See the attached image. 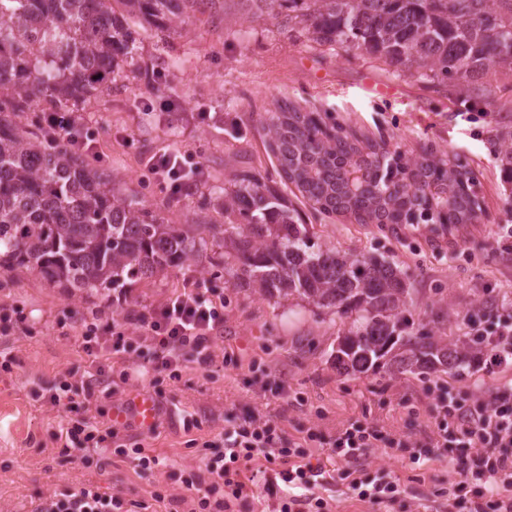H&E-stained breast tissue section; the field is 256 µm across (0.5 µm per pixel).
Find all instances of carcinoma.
Returning a JSON list of instances; mask_svg holds the SVG:
<instances>
[{"label":"carcinoma","instance_id":"obj_1","mask_svg":"<svg viewBox=\"0 0 512 512\" xmlns=\"http://www.w3.org/2000/svg\"><path fill=\"white\" fill-rule=\"evenodd\" d=\"M237 24L272 18L302 27L320 45L364 50L421 76L470 82L490 69L512 71V0H0V266L38 270L66 288L112 291L125 280L178 268L208 242L160 221L83 155L30 137L11 110L49 103L64 112L98 91L99 80L136 66V18L164 37L187 21ZM282 176L328 214L360 224H465L472 200L467 166L427 152L403 162L361 146L290 106L267 124ZM512 177V133L498 136ZM221 209L240 223L219 229L224 272L278 303L306 299L341 315L356 348L339 364L353 373L389 365L405 371L460 369L481 352L472 336L405 335L399 317L409 295L392 262L311 250L299 212L272 187L244 175L229 181ZM412 356L385 348L393 333Z\"/></svg>","mask_w":512,"mask_h":512}]
</instances>
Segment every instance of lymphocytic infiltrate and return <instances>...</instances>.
<instances>
[{"instance_id": "lymphocytic-infiltrate-1", "label": "lymphocytic infiltrate", "mask_w": 512, "mask_h": 512, "mask_svg": "<svg viewBox=\"0 0 512 512\" xmlns=\"http://www.w3.org/2000/svg\"><path fill=\"white\" fill-rule=\"evenodd\" d=\"M81 118L72 112H47L43 129L49 139L67 148L92 152V137L76 136ZM147 173L168 197L180 196L190 185L198 165L188 164L186 156L174 151L159 152L144 163ZM224 326V304L205 298L201 283L188 284L182 291L167 296L156 306L129 311L114 318L110 307L93 312L81 324L80 346L87 356L101 352L132 355L127 341L129 330L143 332L153 353L147 363L138 364L140 377L167 374L178 378L184 362L193 360L208 366L214 363L216 333ZM472 335L482 337V365L487 372L512 366V322H499L495 328L475 326ZM128 371L119 376L96 370L81 384L63 382L48 397L70 418L55 439L62 448L76 446L100 448L114 445L120 457L137 460L141 471L158 465V457L141 448L118 445L117 425L93 421L88 415L96 393L112 395L119 383L127 382ZM434 431L421 440L396 437L382 431L373 421L351 422L338 431L332 453L344 463L342 474L357 500L371 503L392 501L400 494L396 481L379 477L370 481L360 476L362 456L372 448H408L413 460L432 455L447 458L455 479L448 488L447 512H512V384L480 391L464 398L445 390L437 395L431 409ZM204 466L209 481L193 475L185 479L190 497H173V504L189 505V512H237L248 498L243 472L256 456H263L267 475L265 491L283 496L281 512H331L330 503L320 489L335 480L333 471L307 460L299 443H285L279 426L269 418L251 417L248 424L225 428L224 447L214 450L203 442ZM146 503L127 501L100 492L92 485L40 499L33 512H146Z\"/></svg>"}]
</instances>
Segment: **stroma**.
Returning <instances> with one entry per match:
<instances>
[{
  "label": "stroma",
  "instance_id": "35a3bbf8",
  "mask_svg": "<svg viewBox=\"0 0 512 512\" xmlns=\"http://www.w3.org/2000/svg\"><path fill=\"white\" fill-rule=\"evenodd\" d=\"M138 64L154 78L130 73L79 106L94 137L93 159L124 194L143 200L164 223L188 226L223 223L213 206L225 181L236 173L272 179L299 211L315 248L374 255L393 262L409 277L403 309L414 332L455 338L471 324L512 320V250L497 243L502 225H512V185L501 177L492 140L512 131V75L489 73L483 94L454 80L429 81L415 68L396 67L360 50L320 46L302 29L274 21L214 28L190 19L182 36L166 42L144 38ZM181 107L160 111L162 95ZM321 119L354 135L360 144L378 143L413 159L424 150L467 164L476 176L484 215L451 234L424 224L391 228L359 224L342 215L320 213L294 185L279 181L278 161L269 147L265 120L280 106ZM177 150L201 164L202 173L179 198H167L143 169L162 150ZM190 280L205 281L223 294L224 337L218 352L229 362L204 368L187 362L175 380H164L155 433L134 422L122 425L121 443L138 444L161 458L140 472L135 461L112 449L62 451L54 434L66 421L48 395L58 378L86 379L99 365L120 371V359L91 360L79 347L78 329L58 330L57 321L107 302L104 293L67 292L38 271L0 267V304L23 306L31 335H0V351L14 355L12 372L0 371V512H32L43 497L84 485L127 500L150 501L153 492L183 495V481L204 474L196 442L224 443V430L246 424L252 414L275 420L289 440L300 428L317 432L308 450L313 460L333 467L330 443L349 422L368 418L389 433L413 438L433 427L426 383L461 393L512 382V368L489 374L479 363L452 372H345L336 363L340 336L352 318L305 300L266 299L224 272V250L209 239L206 250L179 268L136 279L114 314L161 302ZM304 405L274 395L278 382ZM198 426L184 431L182 418ZM389 474L402 492L392 503L352 498L344 480L330 486L334 512H439V492L453 472L446 460L413 461L406 448H374L363 477Z\"/></svg>",
  "mask_w": 512,
  "mask_h": 512
}]
</instances>
